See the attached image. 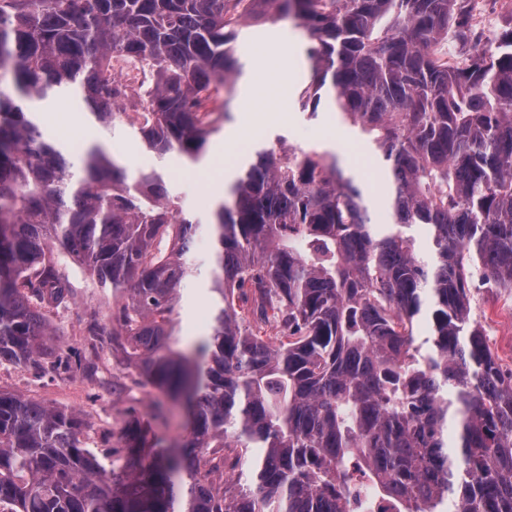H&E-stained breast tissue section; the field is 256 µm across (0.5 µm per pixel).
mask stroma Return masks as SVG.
I'll return each mask as SVG.
<instances>
[{"label": "stroma", "mask_w": 512, "mask_h": 512, "mask_svg": "<svg viewBox=\"0 0 512 512\" xmlns=\"http://www.w3.org/2000/svg\"><path fill=\"white\" fill-rule=\"evenodd\" d=\"M294 40L302 43L306 36L302 28L289 18L241 24L236 41L241 61L253 62L255 51H263L266 63L273 65L275 75L289 81L290 90L284 103L271 101L266 105L270 112L284 110V119L271 121L236 140L224 155L225 164L238 165L254 149L276 148L282 144L327 150L349 165L352 175L362 184L369 199L374 205H381L388 194V183L371 164L367 141L343 124L328 105H320L317 116L313 118L302 112L299 96L310 82V70L302 68L300 74L294 76L282 66L288 44ZM38 120L50 136L69 149L95 142L103 143L126 169L129 177L134 178L152 170L162 174L184 212L199 222L196 245L189 256L197 273L181 289V333L185 336L207 334V286L212 254L210 216L215 207L209 184L221 175V168L206 170L202 165L189 164L177 154L158 156L144 146L140 137L125 122L118 120L113 126H100L69 102L45 106ZM469 287L472 319L485 331L502 368L512 367V288L482 282L475 274L469 279ZM99 365L97 377L71 379L69 388L65 390L58 389L53 379L36 377L23 367L17 368L15 376L0 378V388L77 413L82 422L81 440L102 456L106 453L103 435L113 419L132 407L143 413L148 412L150 400L136 390L113 391L111 352L102 354Z\"/></svg>", "instance_id": "1"}]
</instances>
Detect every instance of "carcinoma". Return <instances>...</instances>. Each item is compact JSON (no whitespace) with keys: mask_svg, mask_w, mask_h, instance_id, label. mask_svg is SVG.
Returning a JSON list of instances; mask_svg holds the SVG:
<instances>
[{"mask_svg":"<svg viewBox=\"0 0 512 512\" xmlns=\"http://www.w3.org/2000/svg\"><path fill=\"white\" fill-rule=\"evenodd\" d=\"M0 0V365L88 378L100 353L153 400L112 429L106 465L81 420L0 390L6 512H512V372L471 320L468 269L512 288V32L485 47L470 0ZM292 18L309 47L302 106L334 101L388 176L387 221L337 156L260 148L225 191L208 333L179 334L198 227L155 172L106 148L77 160L41 104L78 93L109 126L153 79L142 142L203 154L243 64L240 21ZM471 45L435 56L448 25ZM73 265L112 292L62 345ZM185 399L186 440L154 426Z\"/></svg>","mask_w":512,"mask_h":512,"instance_id":"cac0c4a2","label":"carcinoma"}]
</instances>
